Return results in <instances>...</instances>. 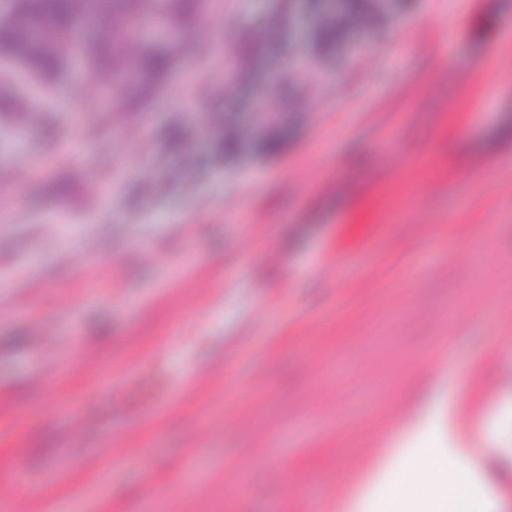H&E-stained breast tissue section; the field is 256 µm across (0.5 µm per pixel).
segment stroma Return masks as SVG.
Returning a JSON list of instances; mask_svg holds the SVG:
<instances>
[{"label": "stroma", "instance_id": "stroma-1", "mask_svg": "<svg viewBox=\"0 0 512 512\" xmlns=\"http://www.w3.org/2000/svg\"><path fill=\"white\" fill-rule=\"evenodd\" d=\"M307 3L145 34L177 52L145 97L8 77L47 125H0V512H333L417 386L454 404L512 335V0H414L324 55ZM393 204V193L390 188L380 185L378 189L368 196L360 209V222L362 229L368 230L371 234L373 230H380L384 224H375V216L382 211L389 210Z\"/></svg>", "mask_w": 512, "mask_h": 512}]
</instances>
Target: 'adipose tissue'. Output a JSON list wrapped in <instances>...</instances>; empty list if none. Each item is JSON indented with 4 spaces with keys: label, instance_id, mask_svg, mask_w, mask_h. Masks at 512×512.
Wrapping results in <instances>:
<instances>
[{
    "label": "adipose tissue",
    "instance_id": "obj_1",
    "mask_svg": "<svg viewBox=\"0 0 512 512\" xmlns=\"http://www.w3.org/2000/svg\"><path fill=\"white\" fill-rule=\"evenodd\" d=\"M440 407L427 403L399 424L395 453L369 458L364 476L354 480L336 512H504L500 489L488 471L490 457L512 461V439L495 417L456 427L447 446L430 441ZM427 447H416L418 438Z\"/></svg>",
    "mask_w": 512,
    "mask_h": 512
}]
</instances>
